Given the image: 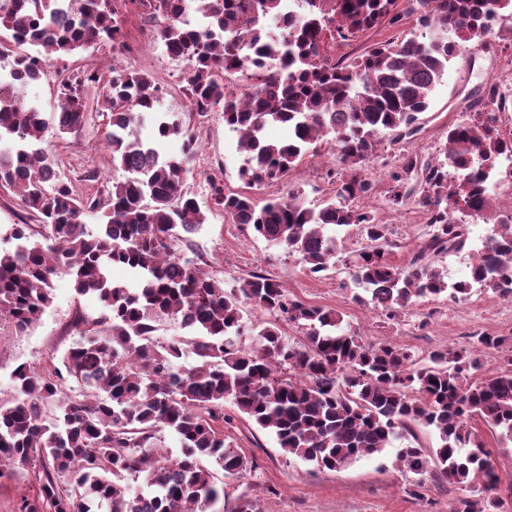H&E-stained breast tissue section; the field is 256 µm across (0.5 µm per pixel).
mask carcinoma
I'll return each instance as SVG.
<instances>
[{
    "mask_svg": "<svg viewBox=\"0 0 512 512\" xmlns=\"http://www.w3.org/2000/svg\"><path fill=\"white\" fill-rule=\"evenodd\" d=\"M159 21L154 38L167 54L188 63L191 109L224 113L245 154L247 183L281 181L318 145L330 146L341 170L329 172L336 197L318 210L297 192L257 207L250 197L211 184L215 208L254 235L300 256L309 274L335 264L339 230L361 225L369 247L349 262L353 281L391 318L426 298L448 293L466 301L472 287L512 298V224L492 227L472 255L468 278L448 284L426 258L460 251L469 219L491 208L497 159L512 154L493 119H462L448 126L443 160L404 158L391 174L390 202L412 196L404 175H421L416 204L432 227L429 239L405 267L391 264L388 227L355 204L371 180L364 159L384 135L415 134L419 115L448 70L456 45L492 32L512 41V0H302L277 33L265 20L285 15L286 0H130ZM194 13L195 27L185 16ZM415 17L429 37L381 42L363 56L333 61L327 46L373 29L398 27ZM16 48L9 79H0V186L19 192L35 224H13V246L0 249V324L22 332L53 301L52 280L64 273L78 294L94 293L103 305L96 319L78 317V340L53 372L21 364L12 372L15 395L0 401V459L38 462L42 503L51 512H206L224 497L207 463L227 476L247 470V460L224 438V401L247 421L271 432L283 453L339 470L382 453L413 426L435 430L437 446L410 442L397 460L408 470L458 486L466 495L450 512H500V477L478 421L512 441V356L491 376L480 374L478 351L503 344L481 335L471 351L446 348L420 365L393 343H366L342 327L333 309L288 297L274 280L254 273L230 290L224 281L175 252L204 223L196 201L182 191L197 143L183 121L160 110V87L132 69H112L106 81L89 70L66 82L57 110L28 103L22 88L40 79L53 53L62 60L79 50L117 43L123 36L110 0H0V33ZM247 72L241 96L229 76ZM102 84L110 112L108 145L113 165L130 173L112 181L107 209L80 197L57 176L47 137L80 127L85 84ZM150 124L153 135L133 130ZM271 124L288 126L286 141L263 136ZM182 141L181 154L163 144ZM455 176L448 177V167ZM97 216V232L86 218ZM114 266L138 280L130 288L110 277ZM274 317L257 333L256 346L237 343L243 305ZM163 320L180 334L149 340ZM284 320L304 331L288 343ZM186 354L193 361L182 365ZM78 393L66 392L68 382ZM55 402L47 418L45 403ZM168 430L179 444L169 455L158 436ZM141 480L131 490L129 478ZM69 484L63 488L60 479Z\"/></svg>",
    "mask_w": 512,
    "mask_h": 512,
    "instance_id": "cac0c4a2",
    "label": "carcinoma"
}]
</instances>
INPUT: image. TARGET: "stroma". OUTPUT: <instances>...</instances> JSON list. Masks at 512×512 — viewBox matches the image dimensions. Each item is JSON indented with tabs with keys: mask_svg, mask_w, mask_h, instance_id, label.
<instances>
[{
	"mask_svg": "<svg viewBox=\"0 0 512 512\" xmlns=\"http://www.w3.org/2000/svg\"><path fill=\"white\" fill-rule=\"evenodd\" d=\"M121 17L126 41L121 52L103 46L49 64L42 79L28 87L27 98L44 112H52L64 82L87 70L109 75L117 63L157 79L163 111L178 115L202 148L191 164L183 189L197 200L206 220L188 240L176 242L178 254L196 260L228 288L238 286L253 272L264 271L289 297L340 312L344 327L364 341L399 345L419 363L437 349L471 348L474 338L482 334L503 337L499 349L481 354L483 374L497 371L504 357L512 353V300L505 301L486 289L476 288L467 301L454 302L442 294L421 300L389 320L379 308L354 299L347 262L367 245L358 227L342 228L336 263L318 277L304 270L297 255L255 237L234 224L222 210L213 208L210 185L214 182L222 184L226 191L249 195L259 206L297 190L308 207L321 208L336 193V183L327 175L336 160L326 151L319 158L303 159L282 182L246 184L239 175L244 156L237 148L236 134L225 126L222 113L201 115L191 110L185 95L186 62L168 56L161 43L146 35V16L134 6L123 7ZM511 56L512 47L498 40L468 43L451 61L429 109L421 114L419 132L397 142L383 140L366 159L365 168L373 187L362 204L387 224L393 243L388 254L392 264L408 265L431 229L425 212L417 205L390 204L391 173L400 170L410 154L431 163L439 160L449 125L465 113L482 109L485 85L496 82L502 64ZM101 95L100 86H84L83 125L53 136L49 146L57 156L64 181L79 195L103 201L113 180L124 179L125 173L112 164L107 145L110 126ZM101 312L96 295L77 294L69 276L54 277L53 302L37 323L21 333L7 325L0 327V400L12 398L11 374L18 365L52 369L76 340L74 318L81 315L92 319ZM224 436L239 448L249 465L237 477L225 476L220 467H213L216 482L224 486V497L209 506L207 512H236L245 501L252 503L253 512H448L458 495L455 487L400 465L396 453L406 444L402 438L381 456L363 458L343 470L330 471L282 455L274 436L246 421L229 401L224 404ZM41 476V469L30 465L5 470L0 475V512H19L22 501H36Z\"/></svg>",
	"mask_w": 512,
	"mask_h": 512,
	"instance_id": "stroma-1",
	"label": "stroma"
}]
</instances>
